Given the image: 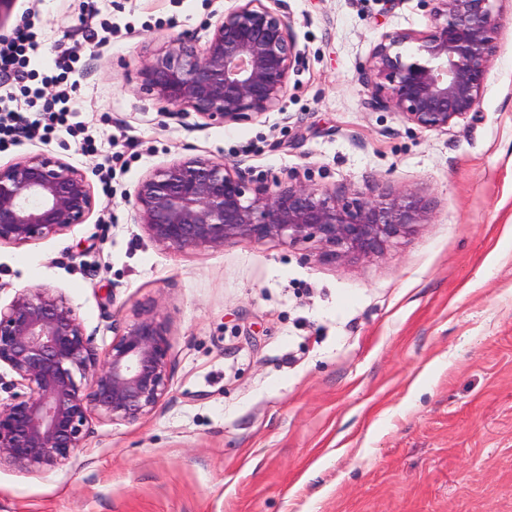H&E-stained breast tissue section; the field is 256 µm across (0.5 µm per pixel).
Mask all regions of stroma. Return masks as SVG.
<instances>
[{"label":"stroma","mask_w":512,"mask_h":512,"mask_svg":"<svg viewBox=\"0 0 512 512\" xmlns=\"http://www.w3.org/2000/svg\"><path fill=\"white\" fill-rule=\"evenodd\" d=\"M300 52L281 109L203 124L141 90L151 52L204 45L234 0H8L40 44L36 77L71 72L68 122L0 149L85 172V223L0 246V303L62 293L104 354L141 309L167 326L170 385L136 422L93 419L84 448L41 473L0 467V512H512V0L475 114L425 131L371 105L382 38L430 25L420 0H264ZM95 30L97 41L87 40ZM251 179L370 197L408 191L430 221L336 261L280 239L163 249L129 204L185 156Z\"/></svg>","instance_id":"stroma-1"}]
</instances>
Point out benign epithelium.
I'll return each mask as SVG.
<instances>
[{
	"label": "benign epithelium",
	"mask_w": 512,
	"mask_h": 512,
	"mask_svg": "<svg viewBox=\"0 0 512 512\" xmlns=\"http://www.w3.org/2000/svg\"><path fill=\"white\" fill-rule=\"evenodd\" d=\"M431 29L385 35L364 72L375 105L422 130L442 131L479 106L497 48L494 0H430ZM419 43L418 58L399 48ZM299 57L290 18L262 0H237L199 47L181 36L153 53L140 88L192 110L207 124H233L280 108ZM95 207L83 171L47 153L0 165V245H26L83 224ZM135 223L165 249H222L232 240L317 243L328 255L374 254L429 222L412 192L375 199L303 184L271 190L233 164L192 156L152 170L134 193ZM17 375L0 403V465L43 472L68 463L92 416L135 422L170 381L165 322L133 315L104 359L61 293L24 288L0 306V364Z\"/></svg>",
	"instance_id": "obj_1"
}]
</instances>
